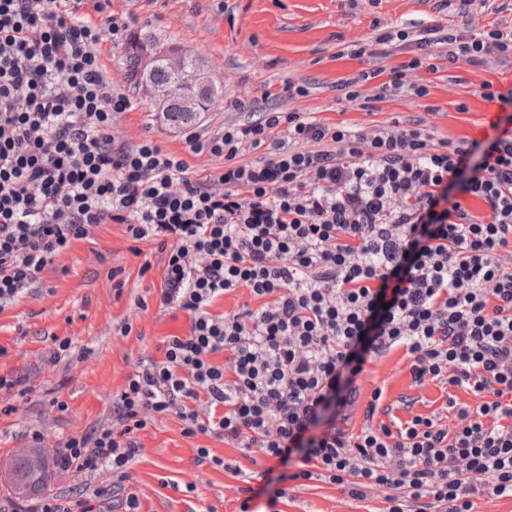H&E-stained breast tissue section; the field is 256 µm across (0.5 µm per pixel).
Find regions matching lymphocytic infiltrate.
<instances>
[{
    "mask_svg": "<svg viewBox=\"0 0 512 512\" xmlns=\"http://www.w3.org/2000/svg\"><path fill=\"white\" fill-rule=\"evenodd\" d=\"M67 2L0 0V311L74 241L116 223L136 240L174 239L160 303L192 323L126 375L110 422L52 453L78 495L10 512H104L109 491L136 512L125 491L134 434L168 415L184 436L278 460L281 480L329 482L359 500L381 491L385 512H473L475 498H512V134L461 188L486 206L481 215L448 200L468 149L418 120L359 129L267 111L190 135L194 154L224 161L217 176L194 179L180 154L113 137V117L132 102L107 75L101 44L126 40L129 25L111 0ZM403 50L413 58L385 66ZM339 55L380 61L337 81L346 101L424 97L408 73L512 58V26L387 27ZM260 147L265 155L241 161ZM239 288L256 308L210 313ZM398 347L415 385L461 387L477 404L448 397L450 427L436 415L387 423L378 388L351 433L356 377L368 356ZM220 354L228 363H215Z\"/></svg>",
    "mask_w": 512,
    "mask_h": 512,
    "instance_id": "obj_1",
    "label": "lymphocytic infiltrate"
}]
</instances>
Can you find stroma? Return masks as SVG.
<instances>
[{
  "instance_id": "obj_1",
  "label": "stroma",
  "mask_w": 512,
  "mask_h": 512,
  "mask_svg": "<svg viewBox=\"0 0 512 512\" xmlns=\"http://www.w3.org/2000/svg\"><path fill=\"white\" fill-rule=\"evenodd\" d=\"M440 0H112L114 12L128 18L129 34L152 30L157 48L179 49L202 57L209 75L224 92L202 113L196 130L214 132L228 123L257 117L265 91H281L288 82H305L307 97L277 100L283 110L313 114L330 124L366 128L394 118L421 119L438 137L453 143L478 142L488 148L501 131H512V106L481 97V85L512 88V61H490L481 67L440 61L437 72L423 69L408 75L427 86L417 97L404 93L379 103L374 111L337 100L334 85L368 69L366 60L338 58L354 43L368 42L377 28L440 22L477 27L512 24V0H473L461 16L457 0L440 8ZM104 64L114 82L129 87L133 108L114 120L112 132L121 141L151 139L162 150L181 154L192 176L203 179L222 170L219 158L193 154L185 129L170 125L143 95L127 66L128 42L105 40ZM165 253L158 243L135 242L126 225L106 224L92 237L77 241L41 274L40 285L15 305L0 312V375L16 378L11 393L0 394V455L25 442L33 429L42 430L45 444L55 448L71 436L88 433L110 411L112 397L125 377L145 357L162 358L168 337L185 335L190 316L159 300ZM121 270L126 281L116 291L111 278ZM145 307H138V300ZM129 321L132 331L121 336L116 326ZM70 337L72 361L52 359L54 337ZM360 403L353 410L352 429H359L365 400L383 388L386 403L414 399L411 414L440 412L446 402L434 383L413 385L403 350L376 357L358 376ZM66 403L58 412L57 403ZM173 416L160 417L135 438L140 452L130 468L126 490L139 502L138 512H383L381 493L356 500L339 486L319 481H280L281 464L260 452H245L204 435L183 436ZM207 447L241 468V476L197 465L195 450Z\"/></svg>"
}]
</instances>
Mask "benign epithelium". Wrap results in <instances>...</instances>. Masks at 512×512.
Returning a JSON list of instances; mask_svg holds the SVG:
<instances>
[{
    "instance_id": "1",
    "label": "benign epithelium",
    "mask_w": 512,
    "mask_h": 512,
    "mask_svg": "<svg viewBox=\"0 0 512 512\" xmlns=\"http://www.w3.org/2000/svg\"><path fill=\"white\" fill-rule=\"evenodd\" d=\"M168 66L178 75L175 87L156 85L149 81L144 83L145 92L158 111H164L173 103L185 112L199 111V105L210 87L204 62H198L191 70L182 67V55L171 53L166 55Z\"/></svg>"
}]
</instances>
